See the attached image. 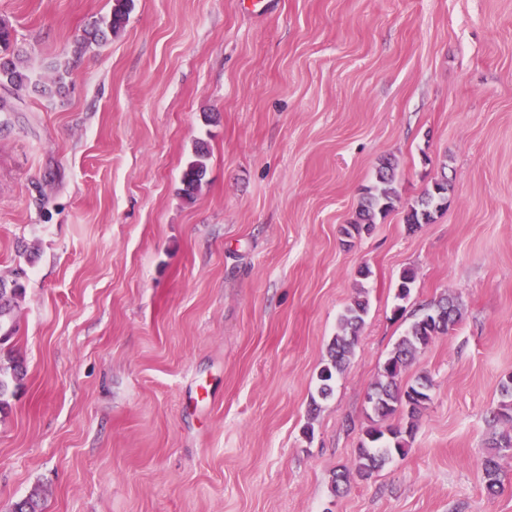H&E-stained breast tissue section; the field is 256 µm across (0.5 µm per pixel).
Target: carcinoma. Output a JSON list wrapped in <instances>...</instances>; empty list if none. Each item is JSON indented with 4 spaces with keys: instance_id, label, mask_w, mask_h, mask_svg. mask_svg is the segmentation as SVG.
<instances>
[{
    "instance_id": "carcinoma-1",
    "label": "carcinoma",
    "mask_w": 512,
    "mask_h": 512,
    "mask_svg": "<svg viewBox=\"0 0 512 512\" xmlns=\"http://www.w3.org/2000/svg\"><path fill=\"white\" fill-rule=\"evenodd\" d=\"M132 3L133 0H113L110 15L86 33V43L103 42L110 34L117 32L125 23ZM31 83V76L20 66L18 58L0 55V85L11 88L20 97ZM207 158V151L203 147L195 149L194 158L188 163L182 177L186 197H192L201 184L207 170ZM393 176L394 165L389 161L382 163L376 172V181L382 184V188L364 189L355 218L344 229L346 236L370 231L373 224L393 210ZM447 197L448 176L443 172L434 179L421 198L410 205L405 215V223L411 227L430 223L433 212L444 208ZM414 282V271L404 270L397 285V298L406 299ZM23 295L22 288H0V343L7 342L16 331L14 310ZM369 309L367 292L362 289L341 314L339 331L328 345V360L317 375V392L320 397L331 395L335 381L344 373ZM461 316L459 304L451 297H442L431 304L397 341L379 378L368 393V404L372 412L369 416L371 425L364 431L355 467L352 470L345 468L334 475V492H339L342 486L350 483L352 477L367 480L395 457L407 454L409 440L413 438L417 421L431 401L433 383L427 375H419L406 383L403 382V376L416 355L434 337L453 330ZM23 375V367L17 362L7 370L0 366V409L5 404L4 397L8 393L9 382ZM501 395L502 399L494 411V417L512 422V377L502 384ZM396 415L405 420V428L387 423L388 419ZM511 452L512 432H504L494 442L493 451L482 462L489 491L503 490L499 459Z\"/></svg>"
}]
</instances>
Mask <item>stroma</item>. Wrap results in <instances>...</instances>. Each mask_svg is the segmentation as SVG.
Returning <instances> with one entry per match:
<instances>
[{
	"label": "stroma",
	"mask_w": 512,
	"mask_h": 512,
	"mask_svg": "<svg viewBox=\"0 0 512 512\" xmlns=\"http://www.w3.org/2000/svg\"><path fill=\"white\" fill-rule=\"evenodd\" d=\"M111 9L0 0L34 83L0 112V281L24 290L0 360L26 370L0 512H512V456L498 495L481 469L512 377V0H134L82 45ZM386 159L394 210L344 237ZM443 173L447 208L408 228ZM445 295L462 318L407 370L434 384L407 455L333 493L371 383ZM112 2L109 17L103 18L96 27L86 33L84 38L86 44L107 40L109 34L116 33L125 23L133 0H113ZM207 151L203 147H197L194 151V158L188 163L183 173V192L186 197L191 198L197 190L207 170ZM369 309L367 292L360 289L357 297L341 314L339 331L328 345V360L317 375V392L320 397L327 398L331 395L335 381L344 373Z\"/></svg>",
	"instance_id": "1"
}]
</instances>
